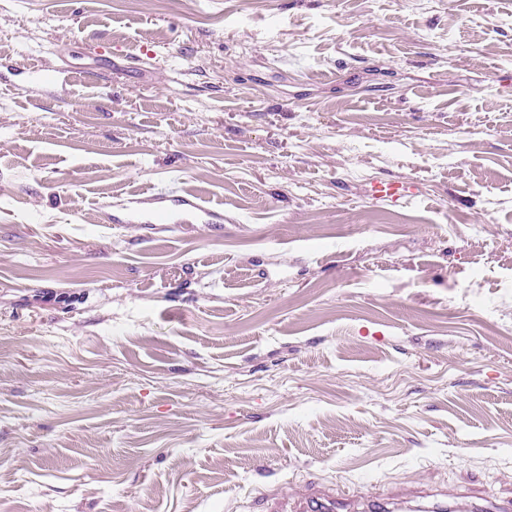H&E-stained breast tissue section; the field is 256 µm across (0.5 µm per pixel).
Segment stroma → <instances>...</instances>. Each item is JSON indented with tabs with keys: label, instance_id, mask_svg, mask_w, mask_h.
Segmentation results:
<instances>
[{
	"label": "stroma",
	"instance_id": "obj_1",
	"mask_svg": "<svg viewBox=\"0 0 512 512\" xmlns=\"http://www.w3.org/2000/svg\"><path fill=\"white\" fill-rule=\"evenodd\" d=\"M313 487L512 500V0H0V512ZM128 203L127 209L135 218L146 213L157 224H220L224 221V208L203 205L173 182L153 188L147 197L134 198Z\"/></svg>",
	"mask_w": 512,
	"mask_h": 512
}]
</instances>
